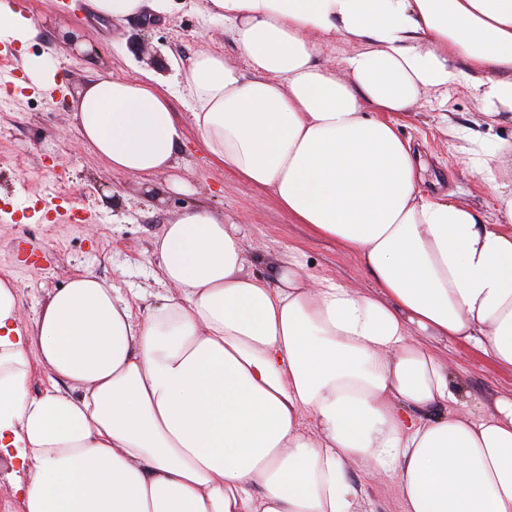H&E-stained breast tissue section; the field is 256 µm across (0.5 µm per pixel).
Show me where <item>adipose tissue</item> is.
Masks as SVG:
<instances>
[{"instance_id": "obj_1", "label": "adipose tissue", "mask_w": 512, "mask_h": 512, "mask_svg": "<svg viewBox=\"0 0 512 512\" xmlns=\"http://www.w3.org/2000/svg\"><path fill=\"white\" fill-rule=\"evenodd\" d=\"M91 2L112 19L175 7ZM204 8L236 55L97 74L74 108L83 140L147 179L175 169L193 125L213 163L355 254L372 286L310 279L290 251L253 271L245 226L205 207L158 236L177 292L145 311L81 274L27 323L1 277L0 456L22 512H362L355 469L395 478L402 512H512V396L462 407L432 346L464 342L512 372V176L469 151L496 195L486 221L423 190L398 131L425 92L461 81L487 125L512 121V0ZM320 36L355 51L329 63Z\"/></svg>"}]
</instances>
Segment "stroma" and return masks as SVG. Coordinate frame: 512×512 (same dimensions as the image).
Listing matches in <instances>:
<instances>
[{
  "label": "stroma",
  "mask_w": 512,
  "mask_h": 512,
  "mask_svg": "<svg viewBox=\"0 0 512 512\" xmlns=\"http://www.w3.org/2000/svg\"><path fill=\"white\" fill-rule=\"evenodd\" d=\"M15 2L23 14L39 22L34 40L7 49L11 70L22 76L29 92L9 94V108L0 110V205L9 211L0 221V275L17 284L24 321L34 318L51 292L82 273L113 283L132 300L144 291L168 294V285L157 279L154 242L164 225L200 205L246 226L244 246L256 259L257 270L271 271L282 251L292 248L308 274L331 275L362 291L370 287L369 275L353 254L334 241L314 237L270 195L212 165L193 127L185 129L175 171L188 188L169 189L167 175H160L157 181L166 190L158 199L147 193L142 179L110 170L83 143L73 117L74 100L95 74L109 72L128 79L143 68L168 72L172 58L186 65L202 52L235 54L223 20L210 17L203 0H177L172 15L154 22L102 18L87 0L73 6L67 0ZM26 56L59 62L61 78L53 91L32 92L33 81L22 64ZM444 107L460 136L438 130L437 114ZM399 130L418 154L426 192L450 194L492 214L494 193L464 164L460 137L511 144V122L487 126L470 89L459 84L450 89L444 106L434 94L424 95ZM54 191L88 215L89 223H37L26 208L28 197ZM24 240L40 247L38 267L23 265L17 244ZM444 355L470 400L489 404L512 393V373L498 369L467 345L449 343Z\"/></svg>",
  "instance_id": "35a3bbf8"
}]
</instances>
